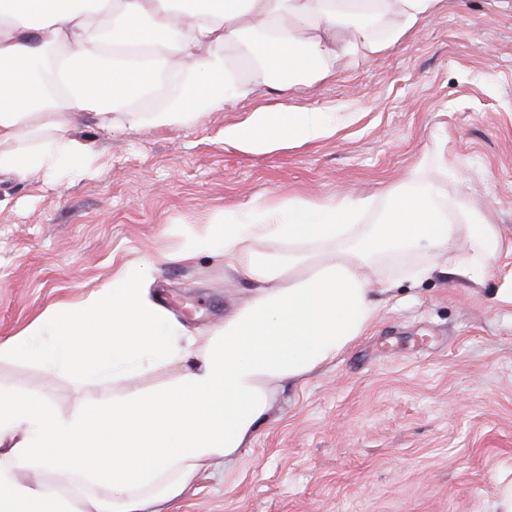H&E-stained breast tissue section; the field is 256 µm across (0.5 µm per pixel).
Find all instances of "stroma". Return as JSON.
<instances>
[{"label": "stroma", "mask_w": 512, "mask_h": 512, "mask_svg": "<svg viewBox=\"0 0 512 512\" xmlns=\"http://www.w3.org/2000/svg\"><path fill=\"white\" fill-rule=\"evenodd\" d=\"M493 2L443 0L370 58H337L330 77L298 91L264 87L258 102L271 110L335 113L319 140L262 154L226 145L225 126L249 110L240 104L192 126L82 129L97 149L86 170L0 175V341L150 258L151 299L187 334L212 330L252 289L223 251L172 260L186 236L245 202L383 192L438 140L444 197L466 199L511 243L512 11ZM439 263L421 253L380 266L400 284L367 334L286 385L252 446L203 472L167 512H492L512 478V306L492 301L512 255L482 284ZM420 266L433 273L412 283ZM177 373L152 362L114 380L0 357V388L46 395L63 413Z\"/></svg>", "instance_id": "obj_1"}]
</instances>
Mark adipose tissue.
<instances>
[{"mask_svg": "<svg viewBox=\"0 0 512 512\" xmlns=\"http://www.w3.org/2000/svg\"><path fill=\"white\" fill-rule=\"evenodd\" d=\"M441 0H0V175L84 167L80 127L125 132L200 123L277 81L307 87L336 57L381 51ZM379 15L386 39L340 26ZM316 109L259 106L224 128L247 153L324 137ZM379 214L377 223L366 218ZM223 248L254 288L222 326L186 335L148 296L146 267L125 268L99 294L62 306L0 342L11 355L49 332L38 358L78 374L130 376L145 353L178 366L171 384L111 407L58 412L38 395L0 391V512H164L219 458L250 447L284 383L302 380L365 336L393 288L383 262L437 251L442 269L492 277L503 239L464 202L447 203L420 168L381 195L243 203L181 245L178 260Z\"/></svg>", "mask_w": 512, "mask_h": 512, "instance_id": "obj_1", "label": "adipose tissue"}]
</instances>
